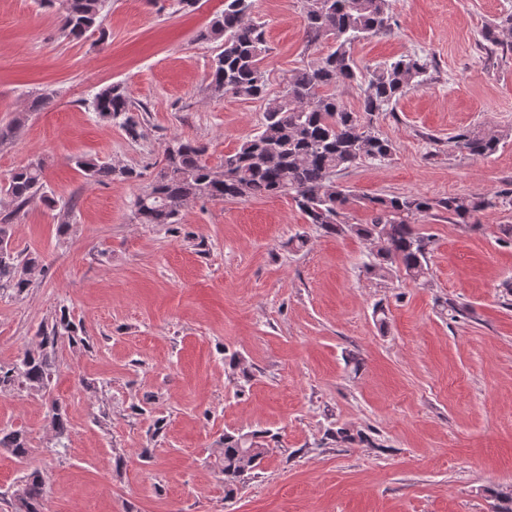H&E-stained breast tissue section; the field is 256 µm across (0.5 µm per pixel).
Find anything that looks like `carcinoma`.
Wrapping results in <instances>:
<instances>
[{
	"instance_id": "carcinoma-1",
	"label": "carcinoma",
	"mask_w": 512,
	"mask_h": 512,
	"mask_svg": "<svg viewBox=\"0 0 512 512\" xmlns=\"http://www.w3.org/2000/svg\"><path fill=\"white\" fill-rule=\"evenodd\" d=\"M255 0H224L201 41L217 44L211 60L210 85L217 92L258 100L263 104L259 131L246 137L233 152L224 155L220 167L209 166L203 144L173 139L153 181L133 200L135 216L143 224H177L191 201H224L288 194L305 214L307 223L327 235H354L373 245L366 273L383 277L397 269L417 282L426 277L431 240L417 224L432 211L443 209L450 219L473 231L476 221L493 201L485 196L453 195L433 199L419 194L378 195L358 198L336 183V175L367 161H382L393 153L390 140L370 127L368 118L390 112L409 90L427 82L433 62L424 56L403 55L389 63L361 70L353 57V45L371 34L392 29L390 0H304L303 39L311 47L323 39L332 42L327 53L284 78V90L271 96L261 62L266 53L264 24L253 19ZM106 0H61L62 32L80 38L102 29ZM512 33V13L482 31L480 52L488 60L506 49L502 35ZM367 81L360 108L347 109L337 89ZM93 111L125 131L133 140L145 137V107L134 102L126 87L114 83L101 89L91 102ZM501 135L492 130L465 131L454 137L455 147L472 157L497 152ZM89 184L114 178L136 181L141 173L109 161L79 157L71 160ZM0 197L12 210L0 218V298L20 297L32 284V275L44 265L36 256L22 255L11 244L12 216L39 198L49 208L68 209L47 191L43 167L31 162L12 171L0 185ZM368 212L363 223L349 221L348 210ZM86 339L65 310L50 325H40L36 343L10 363H0V394L15 390L48 393L56 358L65 345H83ZM50 446L53 455L67 452L70 423L65 406L51 400ZM325 439L350 447L374 446L371 437L346 424L332 423ZM277 434L269 430L224 433L219 473L224 479V498L233 497L238 485L260 468ZM0 447L18 460L30 453V440L21 429L0 430ZM497 500L494 512H512V491L485 489ZM46 482L39 470L24 475L12 493L15 512H46Z\"/></svg>"
}]
</instances>
